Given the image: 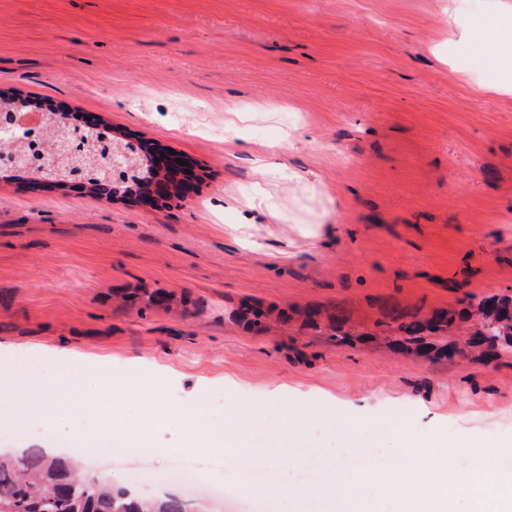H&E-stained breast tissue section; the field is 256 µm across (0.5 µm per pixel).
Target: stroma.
Returning <instances> with one entry per match:
<instances>
[{"label":"stroma","instance_id":"stroma-1","mask_svg":"<svg viewBox=\"0 0 512 512\" xmlns=\"http://www.w3.org/2000/svg\"><path fill=\"white\" fill-rule=\"evenodd\" d=\"M511 5L469 0L452 21V0H0V89L180 154L197 183L146 207L0 174V376L96 371L79 409L0 407V448L48 426L87 472L151 497L145 468L211 448L244 408L277 464L201 469L176 494L204 512H295L289 489L360 456L354 419L387 456L404 432L471 438L512 468L511 352L432 362L383 341L395 314L512 295V96L454 71L462 33ZM143 287L188 315L122 301ZM245 301L373 338L339 345L297 318L251 331L231 318ZM116 365L124 407L103 381Z\"/></svg>","mask_w":512,"mask_h":512}]
</instances>
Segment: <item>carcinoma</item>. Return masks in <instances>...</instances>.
Listing matches in <instances>:
<instances>
[{
	"mask_svg": "<svg viewBox=\"0 0 512 512\" xmlns=\"http://www.w3.org/2000/svg\"><path fill=\"white\" fill-rule=\"evenodd\" d=\"M88 136L92 141H109L114 147L124 143L128 133L100 121ZM154 146L141 142L138 152L141 182L130 191L132 203H144L151 195V181L157 172L153 165ZM22 180V190L36 194L61 187L26 172L16 173ZM118 189L103 175L90 181V193L111 197ZM142 299L149 306L166 310L177 307L174 295L162 288L147 289L129 295L135 301ZM269 312L260 306L243 303L237 316L247 327L266 328ZM398 334L391 337L392 345L409 357L451 359L448 343L440 340L450 336L463 323H471L460 348L480 359L512 350V297H470L468 307L460 310H440L427 318L416 315L399 316ZM0 512H193L192 505L180 497L167 496L145 501H127L124 493L107 482L80 469L71 461L49 457L38 450L20 456L0 455Z\"/></svg>",
	"mask_w": 512,
	"mask_h": 512,
	"instance_id": "cac0c4a2",
	"label": "carcinoma"
}]
</instances>
